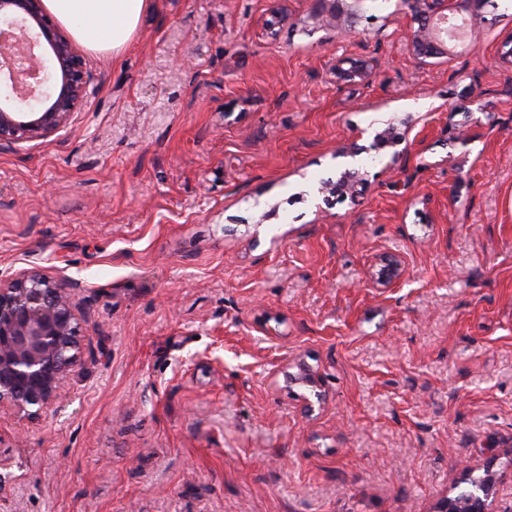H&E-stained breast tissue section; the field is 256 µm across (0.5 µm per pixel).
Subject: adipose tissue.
Returning a JSON list of instances; mask_svg holds the SVG:
<instances>
[{
  "label": "adipose tissue",
  "instance_id": "obj_1",
  "mask_svg": "<svg viewBox=\"0 0 512 512\" xmlns=\"http://www.w3.org/2000/svg\"><path fill=\"white\" fill-rule=\"evenodd\" d=\"M77 40L98 54H117L133 40L151 0H45Z\"/></svg>",
  "mask_w": 512,
  "mask_h": 512
}]
</instances>
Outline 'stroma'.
Wrapping results in <instances>:
<instances>
[{
	"mask_svg": "<svg viewBox=\"0 0 512 512\" xmlns=\"http://www.w3.org/2000/svg\"><path fill=\"white\" fill-rule=\"evenodd\" d=\"M399 8L153 0L0 150V276L79 332L61 400L0 408V512H433L471 469L512 512V0L424 64Z\"/></svg>",
	"mask_w": 512,
	"mask_h": 512,
	"instance_id": "1",
	"label": "stroma"
}]
</instances>
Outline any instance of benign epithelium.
<instances>
[{"mask_svg": "<svg viewBox=\"0 0 512 512\" xmlns=\"http://www.w3.org/2000/svg\"><path fill=\"white\" fill-rule=\"evenodd\" d=\"M362 0H324L333 19L354 18ZM473 0H404L401 11L407 40L419 60L436 56L441 47L431 28L441 30L466 10L467 33L484 28L485 16ZM0 28L17 29L29 44L19 56L0 59V75L9 92L0 100V149L48 139L67 127L86 94L85 57L75 41L47 12L43 0H0ZM403 272L398 259L379 269L378 283L391 285ZM72 284L46 274L22 271L0 278V406L19 412L39 410L61 398L60 389L76 363L77 317L68 296ZM287 382L315 388L319 377L306 365ZM495 479L490 471L473 478L469 494L446 495L435 512H494Z\"/></svg>", "mask_w": 512, "mask_h": 512, "instance_id": "benign-epithelium-1", "label": "benign epithelium"}]
</instances>
